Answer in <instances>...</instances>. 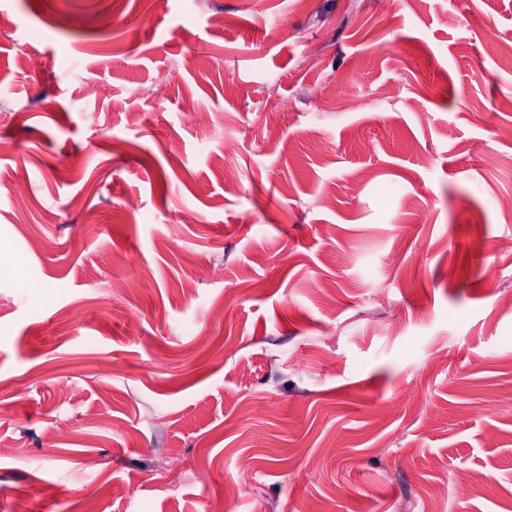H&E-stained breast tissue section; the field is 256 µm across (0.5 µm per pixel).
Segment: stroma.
<instances>
[{
  "label": "stroma",
  "mask_w": 512,
  "mask_h": 512,
  "mask_svg": "<svg viewBox=\"0 0 512 512\" xmlns=\"http://www.w3.org/2000/svg\"><path fill=\"white\" fill-rule=\"evenodd\" d=\"M508 44L512 0H0V512H512Z\"/></svg>",
  "instance_id": "stroma-1"
}]
</instances>
